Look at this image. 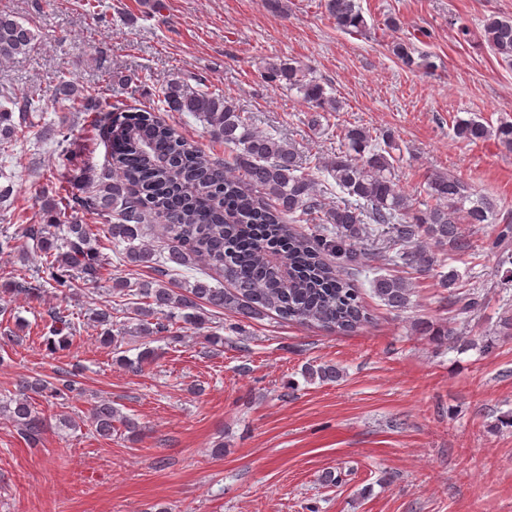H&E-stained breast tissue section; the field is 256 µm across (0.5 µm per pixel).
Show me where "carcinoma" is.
Returning a JSON list of instances; mask_svg holds the SVG:
<instances>
[{"label":"carcinoma","instance_id":"cac0c4a2","mask_svg":"<svg viewBox=\"0 0 512 512\" xmlns=\"http://www.w3.org/2000/svg\"><path fill=\"white\" fill-rule=\"evenodd\" d=\"M327 15L336 28L359 32L365 27L358 0H324ZM465 42L480 39L499 60L512 64V17L490 15L480 35L469 27L458 28ZM40 43L39 27L32 19L0 13V62L34 52ZM392 54L408 69L433 66L430 57L416 53L409 42L398 41ZM262 78L275 86L286 85L300 94L313 112H335L336 98L296 61L264 63ZM168 112H184L200 118L207 132L224 143L231 161L219 162L202 152L193 141L161 122L154 112H130L115 105L94 112L93 124L102 132L109 149V163L83 177L87 191L59 199V212L45 224L30 229L36 245L52 267L57 286L69 288L76 280L99 279L102 260L89 225L88 215L108 224L116 244L124 243L125 258L156 273L139 283L135 295V333L166 336L171 333L165 317L178 315L199 329L206 323L207 309H230L244 319L275 314L282 320L314 323L338 332L351 331L368 321L360 291L352 278L375 269V265L410 269L417 274L431 271L448 289V304L458 302L461 275L454 267L437 270V257L428 244L450 251L457 261L474 256L479 246L462 237L458 224H493L498 208L488 196H479L455 173L433 172L427 178L430 202L421 209L399 187L395 178V140L388 130L367 127L341 129L342 149L321 162L337 187L349 199L336 205L324 202L318 183L303 171L298 150L270 132L259 131L252 118L222 94L209 91L204 79L195 83L176 76L163 91ZM39 106L30 96L0 90V142L18 139L19 123ZM21 113L14 122V112ZM455 135L477 143L493 135L512 151V123L490 130L475 119L456 124ZM155 220L171 241L168 253L143 241V224ZM512 224L502 225L492 247L507 255ZM203 262L217 270L230 284L213 286L196 279L173 284L166 277L180 267ZM371 294L386 307L401 311L410 305L411 283L403 277L380 274L368 280ZM43 288L26 280L8 279L0 284V300L24 294L39 299ZM51 325L45 337L50 350L68 347L71 318L61 311L49 312ZM91 320L102 328L101 340L114 341L112 308L104 305ZM419 333L438 345L455 343V328L421 321ZM150 349L134 359L119 358L139 372L152 358ZM309 380L334 382L340 369L323 364L304 366ZM78 390L76 381L61 377L56 382L22 377L17 398L0 408L32 445L40 441L42 419L31 395L65 398ZM139 435L140 426L118 414L110 403L95 406L89 422L101 437H112L115 422Z\"/></svg>","mask_w":512,"mask_h":512}]
</instances>
